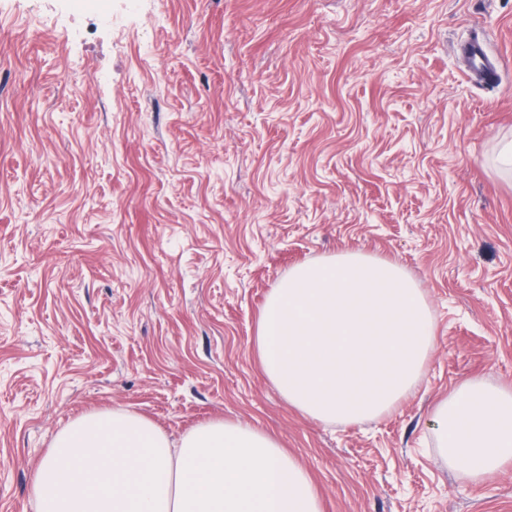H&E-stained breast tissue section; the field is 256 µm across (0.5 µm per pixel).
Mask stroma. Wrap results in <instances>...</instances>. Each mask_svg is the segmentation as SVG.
Instances as JSON below:
<instances>
[{"instance_id":"35a3bbf8","label":"stroma","mask_w":512,"mask_h":512,"mask_svg":"<svg viewBox=\"0 0 512 512\" xmlns=\"http://www.w3.org/2000/svg\"><path fill=\"white\" fill-rule=\"evenodd\" d=\"M488 35L493 90L457 46ZM512 0H0V512L53 437L126 408L180 437L274 435L323 512H512L434 446L461 384L512 387ZM394 261L431 304L416 389L363 424L302 415L256 322L295 265Z\"/></svg>"}]
</instances>
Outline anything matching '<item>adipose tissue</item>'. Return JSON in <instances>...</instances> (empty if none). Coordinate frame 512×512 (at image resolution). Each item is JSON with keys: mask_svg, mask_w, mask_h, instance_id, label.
Returning <instances> with one entry per match:
<instances>
[{"mask_svg": "<svg viewBox=\"0 0 512 512\" xmlns=\"http://www.w3.org/2000/svg\"><path fill=\"white\" fill-rule=\"evenodd\" d=\"M435 347L431 305L400 265L341 252L294 266L267 295L255 348L289 405L326 424L390 413ZM450 468L480 482L512 462V389L466 382L433 410ZM34 512H322L318 490L272 435L210 420L173 439L117 408L76 418L31 485Z\"/></svg>", "mask_w": 512, "mask_h": 512, "instance_id": "1", "label": "adipose tissue"}]
</instances>
